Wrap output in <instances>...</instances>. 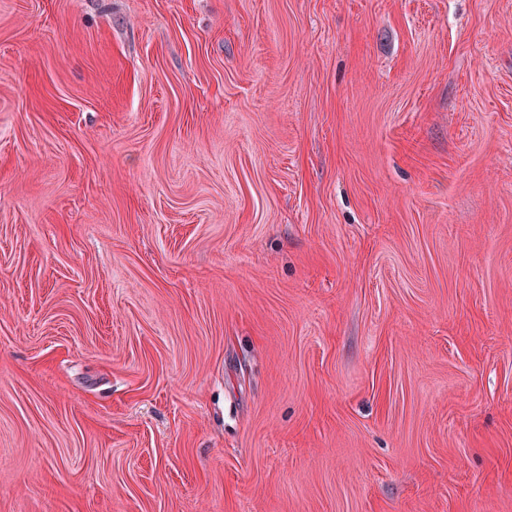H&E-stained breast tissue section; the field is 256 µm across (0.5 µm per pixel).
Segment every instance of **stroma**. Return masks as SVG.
<instances>
[{
  "label": "stroma",
  "mask_w": 512,
  "mask_h": 512,
  "mask_svg": "<svg viewBox=\"0 0 512 512\" xmlns=\"http://www.w3.org/2000/svg\"><path fill=\"white\" fill-rule=\"evenodd\" d=\"M0 512H512V0H0Z\"/></svg>",
  "instance_id": "stroma-1"
}]
</instances>
